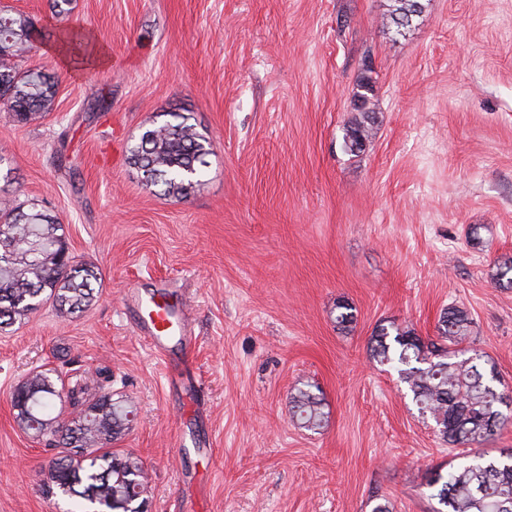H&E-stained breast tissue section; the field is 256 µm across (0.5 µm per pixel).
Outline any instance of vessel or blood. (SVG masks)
Masks as SVG:
<instances>
[{
    "instance_id": "1",
    "label": "vessel or blood",
    "mask_w": 512,
    "mask_h": 512,
    "mask_svg": "<svg viewBox=\"0 0 512 512\" xmlns=\"http://www.w3.org/2000/svg\"><path fill=\"white\" fill-rule=\"evenodd\" d=\"M133 306L140 317L138 334L151 350L165 352L174 341L183 350L191 349L195 338L186 309L175 310L159 296L138 293L133 296Z\"/></svg>"
}]
</instances>
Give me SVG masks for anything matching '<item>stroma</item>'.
<instances>
[{"mask_svg": "<svg viewBox=\"0 0 512 512\" xmlns=\"http://www.w3.org/2000/svg\"><path fill=\"white\" fill-rule=\"evenodd\" d=\"M400 35L389 0H0L28 15L22 68L57 81L43 119L0 112V200L55 213L96 265L74 318L44 304L0 331V512H62L53 455L11 393L37 370H105L134 411L112 450L147 468V512H434L426 474L454 453L398 370L371 357L380 326L437 339L448 306L512 397V0H422ZM78 28L106 65H70L45 29ZM370 82L375 135L344 147ZM213 144L202 188L146 186L129 148L160 114ZM184 297L190 365L139 339L128 291ZM355 320L336 322L338 302ZM322 402L300 424L294 397ZM294 401L297 417L304 427L319 426L322 416L321 400L310 391L301 390Z\"/></svg>", "mask_w": 512, "mask_h": 512, "instance_id": "stroma-1", "label": "stroma"}]
</instances>
